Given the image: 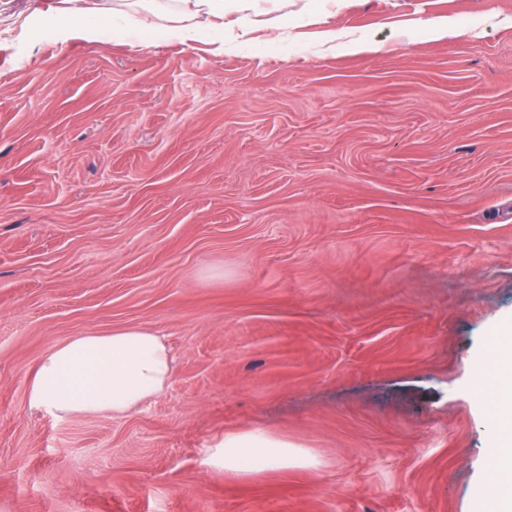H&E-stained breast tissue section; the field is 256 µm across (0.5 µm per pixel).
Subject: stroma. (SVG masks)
<instances>
[{
  "label": "stroma",
  "instance_id": "35a3bbf8",
  "mask_svg": "<svg viewBox=\"0 0 512 512\" xmlns=\"http://www.w3.org/2000/svg\"><path fill=\"white\" fill-rule=\"evenodd\" d=\"M53 2L0 0V512H471L512 324V0L21 37ZM125 328L170 348L161 394L30 409L51 347ZM255 429L317 468L205 465Z\"/></svg>",
  "mask_w": 512,
  "mask_h": 512
}]
</instances>
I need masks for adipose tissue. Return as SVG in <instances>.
<instances>
[{
	"mask_svg": "<svg viewBox=\"0 0 512 512\" xmlns=\"http://www.w3.org/2000/svg\"><path fill=\"white\" fill-rule=\"evenodd\" d=\"M165 36L194 40L193 20L204 14L223 25L230 12L245 10L250 0H177ZM36 23L65 42L75 37L96 42L105 35L113 39L144 37L150 29L137 21L113 25L88 0H62L61 6L41 12ZM494 398L489 419V467L496 477L492 500L478 503L477 512H512V335L503 334L492 352ZM173 373L170 349L156 334L138 328L106 335L71 337L48 350L36 363L29 378L32 408L61 417L69 414L121 415L167 386ZM205 465L222 469L225 475L249 478L288 468L316 467L307 450L286 438L262 430L225 434L223 442L210 450Z\"/></svg>",
	"mask_w": 512,
	"mask_h": 512,
	"instance_id": "obj_1",
	"label": "adipose tissue"
}]
</instances>
